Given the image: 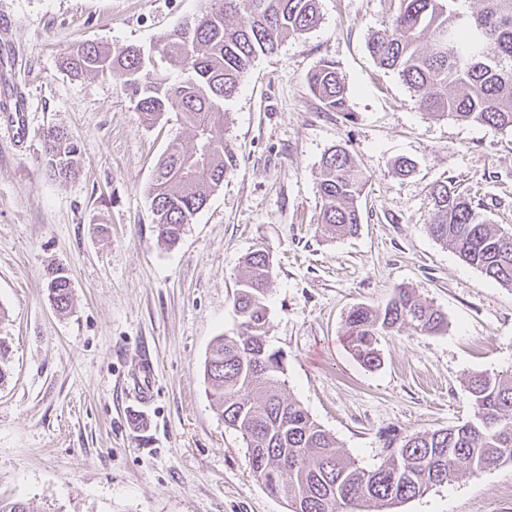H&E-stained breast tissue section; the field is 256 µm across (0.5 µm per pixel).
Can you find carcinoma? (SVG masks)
I'll return each instance as SVG.
<instances>
[{"label":"carcinoma","mask_w":512,"mask_h":512,"mask_svg":"<svg viewBox=\"0 0 512 512\" xmlns=\"http://www.w3.org/2000/svg\"><path fill=\"white\" fill-rule=\"evenodd\" d=\"M398 0L389 23L373 32L368 49L382 69L396 73L434 118H452L512 131V0ZM246 15L243 21L238 20ZM320 21L318 0H205L192 19L146 50L82 44L63 60L76 74L117 76L149 122L176 116L191 141L167 153L149 190L152 224L172 247L235 166L224 145V102L237 92L255 60L276 52L288 37ZM182 79L168 82L164 71ZM312 94L328 112L348 111L346 85L336 62L323 59L307 75ZM50 173L75 176L77 145L61 128L43 132ZM365 180L347 150L322 158L317 191L319 223L339 236L357 233ZM431 234L489 281L512 288V231L487 222L483 203L448 183L432 189ZM273 260L257 248L242 261L233 307L238 329L219 336L204 365L224 424L239 432L253 477L289 512H384L422 497L467 473L512 461V371L473 372L467 389L473 417L455 426L383 438L379 465L366 469L339 449L336 438L296 401L282 394L283 355L267 344V292ZM57 311L71 307L67 277L47 275ZM448 322L413 291L397 288L383 307H353L345 319L351 351L365 367L380 365L379 337L405 329L436 333Z\"/></svg>","instance_id":"obj_1"}]
</instances>
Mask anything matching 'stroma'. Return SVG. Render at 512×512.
Segmentation results:
<instances>
[{
  "label": "stroma",
  "mask_w": 512,
  "mask_h": 512,
  "mask_svg": "<svg viewBox=\"0 0 512 512\" xmlns=\"http://www.w3.org/2000/svg\"><path fill=\"white\" fill-rule=\"evenodd\" d=\"M321 22L257 59L226 101L224 142L237 166L177 246L156 239L149 186L158 161L187 139L175 118L146 124L113 77L60 66L81 42L152 47L202 0H0L14 49L0 97L22 93L29 133L0 138V497L30 512H289L252 477L241 435L209 397L205 359L233 335L241 260L273 257L267 341L285 358V394L365 468L385 433L470 419L472 372L512 370V288L488 281L430 233V190L448 182L481 198L512 229V132L436 119L367 50L395 0H320ZM335 60L349 113L324 111L308 72ZM66 129L78 173L51 176L42 134ZM341 145L367 183L357 235L318 224L321 160ZM416 169L397 175L396 158ZM62 269L72 307L58 313L47 273ZM415 289L446 331L381 337L380 365L353 356L344 319ZM154 398L126 389L141 356ZM396 512H512V463L458 477Z\"/></svg>",
  "instance_id": "35a3bbf8"
}]
</instances>
